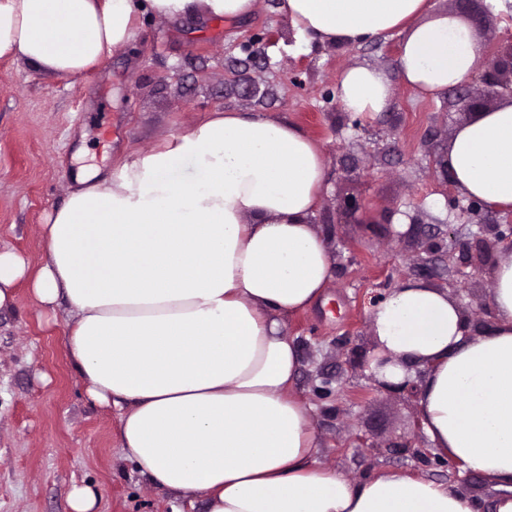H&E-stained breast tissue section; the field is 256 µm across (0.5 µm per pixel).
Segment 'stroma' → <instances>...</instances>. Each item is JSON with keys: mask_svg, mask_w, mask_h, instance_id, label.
I'll return each instance as SVG.
<instances>
[{"mask_svg": "<svg viewBox=\"0 0 512 512\" xmlns=\"http://www.w3.org/2000/svg\"><path fill=\"white\" fill-rule=\"evenodd\" d=\"M282 0H255L251 15L232 20L170 21L142 17L137 39L103 69L78 80L36 72L0 59V250L43 260L41 226L62 206L70 173L105 166L191 130L216 110L261 112L299 126L324 154L326 180L317 228L330 242L336 268L313 307L283 317L297 347L296 392L313 408L318 463L363 480L382 470L460 484L471 499L497 497L487 480L461 481L447 468L404 449L416 432L418 402L377 389L371 374L370 308L401 281L417 277L447 289L481 329L493 324L491 264L460 266L424 252L421 235L445 237L448 200L429 169L430 146L467 119L456 88L440 98L394 82L389 107L364 129L340 126L341 72L370 64L395 74L401 37L368 42L302 44ZM477 27L486 50L512 35V0H429ZM263 37L264 57L244 46ZM365 198L352 218L336 213L339 195ZM15 305L0 312V512H70L73 487L94 490L100 512H205L193 501L152 488L125 460L117 411L88 400L63 351L67 300L45 312L26 282Z\"/></svg>", "mask_w": 512, "mask_h": 512, "instance_id": "obj_1", "label": "stroma"}]
</instances>
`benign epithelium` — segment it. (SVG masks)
Segmentation results:
<instances>
[{
	"label": "benign epithelium",
	"mask_w": 512,
	"mask_h": 512,
	"mask_svg": "<svg viewBox=\"0 0 512 512\" xmlns=\"http://www.w3.org/2000/svg\"><path fill=\"white\" fill-rule=\"evenodd\" d=\"M482 80L486 90L480 97L459 99L463 110L470 115L487 111L488 102L495 97L509 95L512 97V85L501 82L500 77L512 78V43L494 55L485 58ZM430 168L433 174L441 177L442 184H448V155L442 150L429 153ZM365 208V199L354 193H346L337 199L336 210L341 214L354 216ZM450 209L455 211L456 219L462 224H475L478 232L471 235V241L458 246V259L463 265L486 262L498 251L512 252V209L501 213V218L494 224L483 222L486 205L475 198L452 197Z\"/></svg>",
	"instance_id": "benign-epithelium-1"
}]
</instances>
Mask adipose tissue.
Masks as SVG:
<instances>
[{
    "mask_svg": "<svg viewBox=\"0 0 512 512\" xmlns=\"http://www.w3.org/2000/svg\"><path fill=\"white\" fill-rule=\"evenodd\" d=\"M254 0H0V58L78 79L137 35V18L234 19ZM303 43L358 45L398 33L401 82L438 97L482 64L478 33L428 0H283ZM346 111H386L391 80L346 68ZM456 190L512 207V102L448 140ZM324 155L297 125L224 111L82 170L43 226L36 273L0 251V311L29 279L45 307L65 298L67 359L88 397L120 410L123 453L157 489L203 495L207 512H512V253L490 271L494 325L481 332L447 290L399 283L371 309L377 379L419 381L439 456L500 489L481 505L454 485L384 471L366 480L317 466L310 408L293 392L295 344L281 316L311 307L334 275L312 223Z\"/></svg>",
    "mask_w": 512,
    "mask_h": 512,
    "instance_id": "1",
    "label": "adipose tissue"
}]
</instances>
